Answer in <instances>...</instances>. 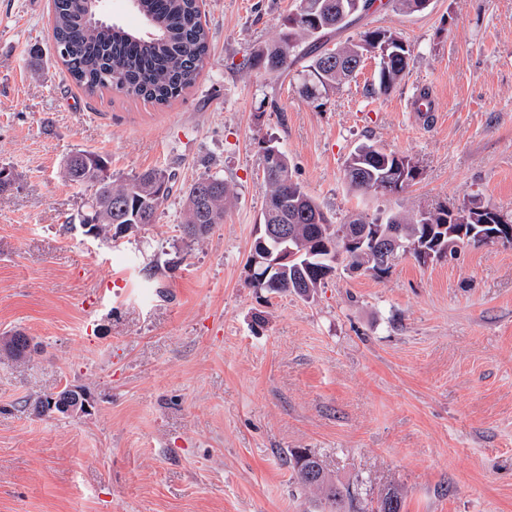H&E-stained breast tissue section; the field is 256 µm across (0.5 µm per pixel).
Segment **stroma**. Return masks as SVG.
I'll list each match as a JSON object with an SVG mask.
<instances>
[{"instance_id": "35a3bbf8", "label": "stroma", "mask_w": 512, "mask_h": 512, "mask_svg": "<svg viewBox=\"0 0 512 512\" xmlns=\"http://www.w3.org/2000/svg\"><path fill=\"white\" fill-rule=\"evenodd\" d=\"M299 0H203L211 50L159 107L96 96L50 52L51 0H0V512H314L288 453H316L362 501L402 512H512V244H471L376 277L338 265L313 297L269 294L245 263L265 205L263 147L332 223L480 196L512 213V0H385L330 47L389 29L412 49L401 82L369 94L375 59L329 96L296 89L309 63L246 62L288 30ZM428 91L429 112L412 101ZM375 143L412 158L404 191L353 190L344 163ZM114 180L147 169L179 185L223 177L233 200L198 239L179 191L117 240L67 225L88 194L60 178L74 151ZM83 388L85 414L38 413Z\"/></svg>"}]
</instances>
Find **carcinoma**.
<instances>
[{
    "label": "carcinoma",
    "instance_id": "1",
    "mask_svg": "<svg viewBox=\"0 0 512 512\" xmlns=\"http://www.w3.org/2000/svg\"><path fill=\"white\" fill-rule=\"evenodd\" d=\"M374 0H300V7L289 19L288 32L265 46L248 66L267 74H283L288 60L300 44L310 42L316 55L308 65V74L299 87L301 95L314 98L334 93L357 72L359 57L378 60L377 89L391 90L408 68L411 49L398 47L402 55L384 56V45L398 39L386 29L367 30L358 41L339 49L325 48L327 34L346 27L351 19L368 14ZM132 11L143 29L113 24L99 15L89 0H53L52 47L71 80L93 95L117 88L125 95L156 105H167L193 86L209 53V32L203 25L199 0H132ZM412 159L387 151L375 143L359 146L346 160L344 178L350 187L367 194H394L415 181L420 171L410 173L401 184L389 181V173ZM109 159L90 150H79L63 163L64 182L91 191L89 201L95 207L92 221L99 234L112 240L119 232L112 227L129 224H153L157 213L173 189V175L160 169H148L115 183ZM266 202L263 224H292L294 236L288 246L310 256V263L335 271L339 256L353 270L373 275L384 274L389 267L377 264L383 256L382 241L367 233L364 249L356 251L344 242L347 226H376L402 229L405 240H413L433 254L441 253L448 242L444 225L453 224L464 233L456 237L450 251L476 242L470 231L478 227L492 205L478 197L468 204L450 209L421 207L413 213H393L385 220L358 214L343 224H332L320 205L296 183L290 174L288 156L278 151L272 174L264 179ZM183 225L198 224L206 235L224 220V206L230 189L217 175H205L183 191ZM303 261L296 260L280 272L274 281L262 279L263 272L248 275V283L272 293L307 294L299 287ZM296 483L320 492V503L327 512H402L403 500L396 488H389L365 507L359 506L356 493L325 472L321 460L311 451H297L288 458Z\"/></svg>",
    "mask_w": 512,
    "mask_h": 512
}]
</instances>
